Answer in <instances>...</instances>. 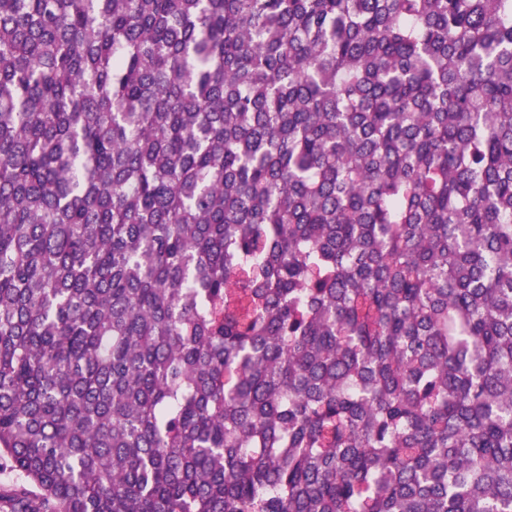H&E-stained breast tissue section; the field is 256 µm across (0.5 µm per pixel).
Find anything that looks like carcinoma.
<instances>
[{"label":"carcinoma","instance_id":"cac0c4a2","mask_svg":"<svg viewBox=\"0 0 512 512\" xmlns=\"http://www.w3.org/2000/svg\"><path fill=\"white\" fill-rule=\"evenodd\" d=\"M0 512H512V0H0Z\"/></svg>","mask_w":512,"mask_h":512}]
</instances>
